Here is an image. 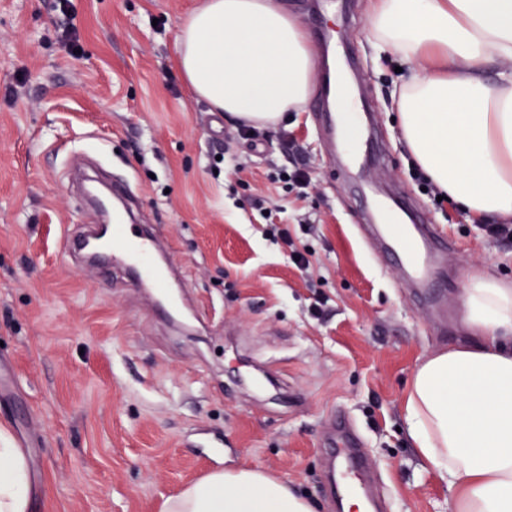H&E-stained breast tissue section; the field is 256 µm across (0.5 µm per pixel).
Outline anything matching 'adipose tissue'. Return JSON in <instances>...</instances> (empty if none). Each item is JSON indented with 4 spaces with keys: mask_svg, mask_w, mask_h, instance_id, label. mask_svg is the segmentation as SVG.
I'll list each match as a JSON object with an SVG mask.
<instances>
[{
    "mask_svg": "<svg viewBox=\"0 0 512 512\" xmlns=\"http://www.w3.org/2000/svg\"><path fill=\"white\" fill-rule=\"evenodd\" d=\"M367 29L376 55L411 66L394 100L417 166L472 218L512 217V0H372ZM175 64L195 97L248 126H277L313 93L304 28L278 0H204L179 27ZM461 313L468 340L417 365L405 429L448 486V512H512V285L471 275ZM29 489L26 453L0 436V512H29ZM163 512L316 510L241 467L209 473Z\"/></svg>",
    "mask_w": 512,
    "mask_h": 512,
    "instance_id": "ef3b65f1",
    "label": "adipose tissue"
}]
</instances>
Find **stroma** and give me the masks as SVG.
<instances>
[{"label":"stroma","mask_w":512,"mask_h":512,"mask_svg":"<svg viewBox=\"0 0 512 512\" xmlns=\"http://www.w3.org/2000/svg\"><path fill=\"white\" fill-rule=\"evenodd\" d=\"M200 2L71 0L64 15L56 0H0V376L18 379L0 395V427L41 437L27 451L31 512H160L184 486L239 466L335 512L325 447L340 418L362 436L386 512H448L447 487L401 429L407 383L420 358L460 341L470 275L512 282V242L411 177L391 102L399 60L370 48V0H280L310 47L331 29L355 58L350 88L385 148L369 178L454 243L435 278L446 321L416 306L399 268L367 245L314 104L252 142L189 92L173 52ZM83 161L136 190L179 274L172 314L125 270L66 255L67 236L96 221L71 177ZM296 165L308 187L268 182ZM253 192L270 197L269 214ZM272 223L308 245V269L267 235ZM203 431L223 438V456L196 448Z\"/></svg>","instance_id":"35a3bbf8"}]
</instances>
